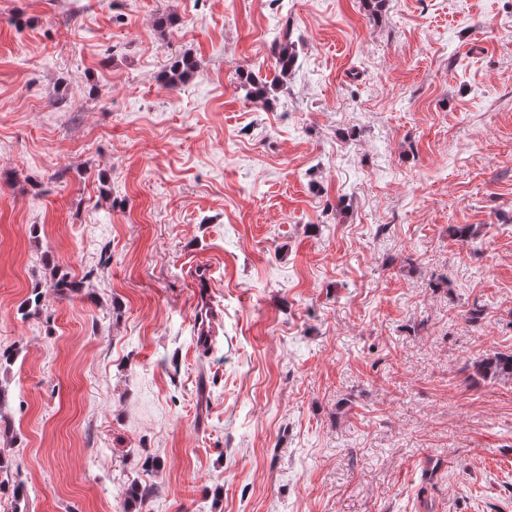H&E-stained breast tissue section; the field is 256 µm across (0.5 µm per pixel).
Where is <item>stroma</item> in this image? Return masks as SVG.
<instances>
[{
  "label": "stroma",
  "instance_id": "35a3bbf8",
  "mask_svg": "<svg viewBox=\"0 0 512 512\" xmlns=\"http://www.w3.org/2000/svg\"><path fill=\"white\" fill-rule=\"evenodd\" d=\"M3 351L0 512H512V0H0ZM294 47L292 42L287 41L274 48L275 72L271 80H259L251 74L245 76L242 86L246 90L247 98L255 102H265L272 90L284 84L297 62ZM198 318L195 320V332L198 336L199 342L202 346L211 342L212 336L215 333V323L218 314L214 307L205 304L201 305L198 310ZM476 376L482 379L512 378V354L499 353L475 366Z\"/></svg>",
  "mask_w": 512,
  "mask_h": 512
}]
</instances>
